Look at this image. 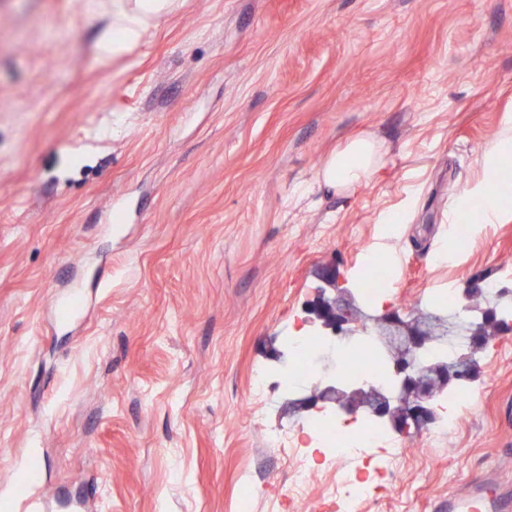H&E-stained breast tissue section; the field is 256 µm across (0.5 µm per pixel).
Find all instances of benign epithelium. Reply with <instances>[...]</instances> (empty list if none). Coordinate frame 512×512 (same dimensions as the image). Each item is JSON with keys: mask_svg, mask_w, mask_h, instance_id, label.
<instances>
[{"mask_svg": "<svg viewBox=\"0 0 512 512\" xmlns=\"http://www.w3.org/2000/svg\"><path fill=\"white\" fill-rule=\"evenodd\" d=\"M322 281L332 294L321 291L309 310L311 323H319L324 330L335 336H352L349 325L358 319V310L352 302L351 292L336 279V272L327 268L321 273ZM496 323L508 330L512 325L501 317L497 308H489L480 316H470L466 321L469 346L483 342V327ZM378 332L382 345L388 352L398 351L392 360V384L388 388L367 386L353 388L351 383L334 376L327 378L323 386L307 396L288 400V409L307 412L316 407H331L337 415L355 418L363 413L373 422L390 427L397 433L408 434L419 430L437 419L433 406L435 389H447L461 381L474 378L477 365L471 353L461 352L448 360L433 352L436 337L444 334L437 320L426 316L419 320L403 318L396 311H389L373 319V325L365 333ZM359 396L363 402L356 404L351 396Z\"/></svg>", "mask_w": 512, "mask_h": 512, "instance_id": "obj_1", "label": "benign epithelium"}]
</instances>
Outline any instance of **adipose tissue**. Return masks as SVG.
Instances as JSON below:
<instances>
[{
    "label": "adipose tissue",
    "instance_id": "ef3b65f1",
    "mask_svg": "<svg viewBox=\"0 0 512 512\" xmlns=\"http://www.w3.org/2000/svg\"><path fill=\"white\" fill-rule=\"evenodd\" d=\"M167 0H112V27L98 44V57H118L141 37L150 16L159 14ZM387 148L367 131L337 147L318 172L325 186L351 192L369 182L386 163ZM477 181L467 184L458 198L470 224H493L512 213V113L506 114L493 139L482 151Z\"/></svg>",
    "mask_w": 512,
    "mask_h": 512
}]
</instances>
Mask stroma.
<instances>
[{
	"label": "stroma",
	"mask_w": 512,
	"mask_h": 512,
	"mask_svg": "<svg viewBox=\"0 0 512 512\" xmlns=\"http://www.w3.org/2000/svg\"><path fill=\"white\" fill-rule=\"evenodd\" d=\"M111 7L0 0V500L26 512H293L285 386L319 275L394 280L411 317L484 277L512 289V219L448 244L512 110V0H176L103 62ZM384 168L317 182L361 131ZM285 359H278V352ZM451 436L394 439L362 512H448L512 488V331L475 351ZM262 377V394L253 381ZM512 494L497 483L479 479L448 499V512H510Z\"/></svg>",
	"instance_id": "1"
}]
</instances>
